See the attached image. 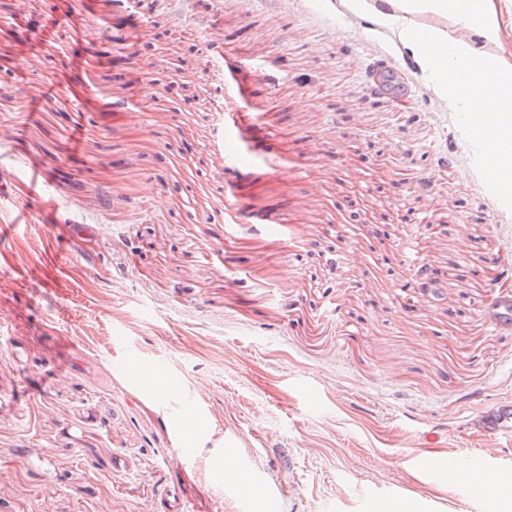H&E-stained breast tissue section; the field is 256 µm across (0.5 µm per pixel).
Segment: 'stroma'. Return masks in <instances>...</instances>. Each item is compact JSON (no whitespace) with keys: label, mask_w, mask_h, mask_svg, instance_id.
Returning a JSON list of instances; mask_svg holds the SVG:
<instances>
[{"label":"stroma","mask_w":512,"mask_h":512,"mask_svg":"<svg viewBox=\"0 0 512 512\" xmlns=\"http://www.w3.org/2000/svg\"><path fill=\"white\" fill-rule=\"evenodd\" d=\"M460 124L344 0H0V512H502L512 209L448 164ZM491 437L512 440V402H499L486 409L477 421Z\"/></svg>","instance_id":"35a3bbf8"}]
</instances>
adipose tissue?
I'll list each match as a JSON object with an SVG mask.
<instances>
[{
    "label": "adipose tissue",
    "mask_w": 512,
    "mask_h": 512,
    "mask_svg": "<svg viewBox=\"0 0 512 512\" xmlns=\"http://www.w3.org/2000/svg\"><path fill=\"white\" fill-rule=\"evenodd\" d=\"M348 8L395 32L430 89L450 98L474 133L512 124V85L504 81L488 0H350Z\"/></svg>",
    "instance_id": "1"
}]
</instances>
